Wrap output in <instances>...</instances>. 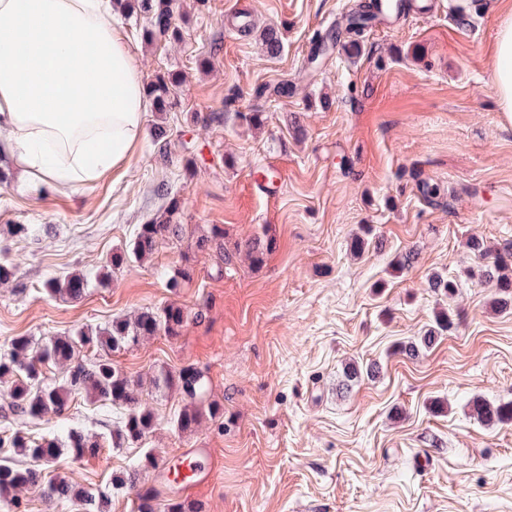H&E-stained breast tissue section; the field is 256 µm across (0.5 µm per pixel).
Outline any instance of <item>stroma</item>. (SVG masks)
I'll return each instance as SVG.
<instances>
[{
	"label": "stroma",
	"mask_w": 512,
	"mask_h": 512,
	"mask_svg": "<svg viewBox=\"0 0 512 512\" xmlns=\"http://www.w3.org/2000/svg\"><path fill=\"white\" fill-rule=\"evenodd\" d=\"M357 0H174L179 43L145 42L143 16L114 14L143 78L182 82L165 113L147 108L144 132L126 161L77 191L41 192L0 157V244L16 269L0 285V349L16 336H68L80 326L175 303L202 321L180 336H154L118 351L89 345L80 358L111 357L131 376L192 365L205 402L222 422L191 433L174 419L178 393L143 391L157 426L141 444H111L113 415L85 395L71 398L68 423L99 437L97 456L63 455L56 473L76 488L111 494V512H137L113 474L145 450L176 457L212 451L211 478L186 493L203 512H512V424L487 426L465 405L475 396L512 400V315L491 307L492 291L466 276L479 259L477 234L512 241V127H504L493 82L501 10L512 0H433L366 36L357 55L308 57ZM254 11L284 49L264 52L259 35L227 31V14ZM293 82L288 97L255 88ZM223 125L210 124L213 113ZM240 112H262L252 130ZM168 133L159 159L157 127ZM278 189L259 190L260 170ZM439 184L440 205L419 196L417 179ZM164 186L181 200L180 223L197 236L211 225L229 240H274L261 266L240 257L218 276L214 256L194 257L195 276L167 288L182 246L162 241L150 258L90 284L77 300L42 293L44 280L95 276L155 212ZM18 224L32 234H12ZM372 232L361 254L350 239ZM417 257L399 271L408 250ZM459 277L453 297L428 279ZM453 330L411 360L395 343L421 335L437 311ZM382 371L345 391L351 362Z\"/></svg>",
	"instance_id": "1"
}]
</instances>
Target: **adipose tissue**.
I'll return each mask as SVG.
<instances>
[{"label":"adipose tissue","instance_id":"ef3b65f1","mask_svg":"<svg viewBox=\"0 0 512 512\" xmlns=\"http://www.w3.org/2000/svg\"><path fill=\"white\" fill-rule=\"evenodd\" d=\"M110 0H0V151L19 178L73 191L118 167L144 131L145 86ZM512 124V12L493 50Z\"/></svg>","mask_w":512,"mask_h":512}]
</instances>
